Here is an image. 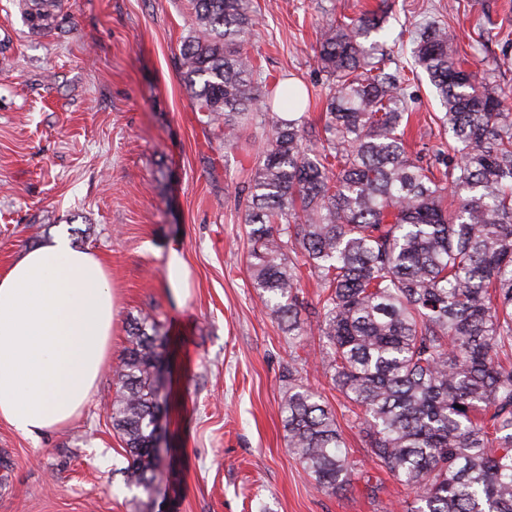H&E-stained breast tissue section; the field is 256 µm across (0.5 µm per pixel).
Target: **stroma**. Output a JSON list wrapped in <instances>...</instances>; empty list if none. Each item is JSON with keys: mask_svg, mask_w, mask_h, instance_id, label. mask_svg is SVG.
I'll list each match as a JSON object with an SVG mask.
<instances>
[{"mask_svg": "<svg viewBox=\"0 0 512 512\" xmlns=\"http://www.w3.org/2000/svg\"><path fill=\"white\" fill-rule=\"evenodd\" d=\"M250 49L264 78L307 87L320 124L329 79L316 27L329 13L383 11L391 68L413 65L416 25L438 22L512 108V0H254ZM26 0H0V271L22 250L69 237L105 257L119 314L104 372L66 427L26 438L0 421V512H406L411 497L385 472L323 494L289 452L280 412L288 372L336 412L348 451L372 469L344 396L322 372L318 337L300 361L248 272L238 190L261 132L225 148L198 120L180 76L189 0H63L50 28ZM409 143H439L442 107L428 78L406 86ZM180 246L190 294L164 286ZM164 336L160 388L167 451L153 501L126 485L112 428L113 371L133 318Z\"/></svg>", "mask_w": 512, "mask_h": 512, "instance_id": "stroma-1", "label": "stroma"}]
</instances>
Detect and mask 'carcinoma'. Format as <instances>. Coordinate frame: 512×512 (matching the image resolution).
<instances>
[{"label":"carcinoma","mask_w":512,"mask_h":512,"mask_svg":"<svg viewBox=\"0 0 512 512\" xmlns=\"http://www.w3.org/2000/svg\"><path fill=\"white\" fill-rule=\"evenodd\" d=\"M180 69L199 122L233 148L255 127L245 223L252 287L291 339L317 335L324 373L356 409L366 453L414 496L407 512H512V111L465 68L444 27L416 37L410 75L388 71L375 11L319 23L331 86L322 128L303 88L262 93L248 50L254 0H191ZM428 76L454 157L423 164L405 145L402 82ZM279 102L284 118L274 111ZM321 288L300 301L301 268ZM314 315L316 322L309 320ZM160 324L135 319L114 371L112 427L126 481L152 496L163 359ZM288 449L327 494L373 476L335 411L288 375Z\"/></svg>","instance_id":"1"}]
</instances>
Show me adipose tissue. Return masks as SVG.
Instances as JSON below:
<instances>
[{
  "label": "adipose tissue",
  "mask_w": 512,
  "mask_h": 512,
  "mask_svg": "<svg viewBox=\"0 0 512 512\" xmlns=\"http://www.w3.org/2000/svg\"><path fill=\"white\" fill-rule=\"evenodd\" d=\"M108 266L60 236L0 274V420L23 436L77 417L112 348Z\"/></svg>",
  "instance_id": "adipose-tissue-1"
}]
</instances>
